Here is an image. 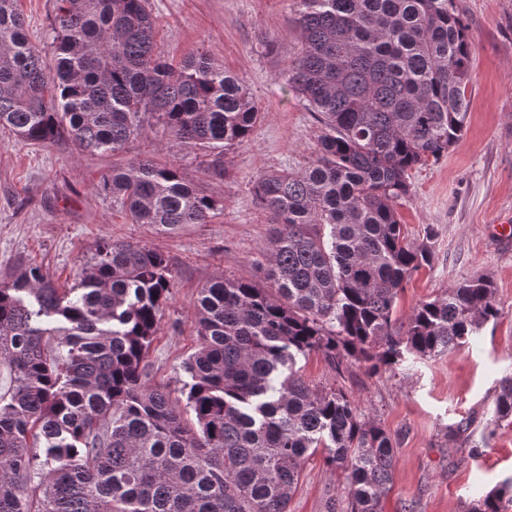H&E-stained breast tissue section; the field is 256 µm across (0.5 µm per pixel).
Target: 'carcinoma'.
<instances>
[{
    "mask_svg": "<svg viewBox=\"0 0 512 512\" xmlns=\"http://www.w3.org/2000/svg\"><path fill=\"white\" fill-rule=\"evenodd\" d=\"M301 49L278 75L323 132L306 168L260 176L272 224L261 288L215 278L198 295L197 350L182 398L145 381L171 269L160 252L102 241L62 288L34 264L0 283V512H288L305 461L345 475V512H382L390 434L297 359L376 372L445 354L498 319L493 282L473 276L395 316L407 279L434 260V228L407 239L397 202L409 172L462 136L473 44L453 0H296ZM148 0H58L53 70L17 0H0V127L117 154L154 115L172 140L208 149L249 137L258 104L210 57L179 69L155 49ZM100 190L133 223L175 232L216 201L176 168L137 157ZM192 413L195 422L185 415ZM512 417V376L486 426ZM512 480L466 512H508Z\"/></svg>",
    "mask_w": 512,
    "mask_h": 512,
    "instance_id": "1",
    "label": "carcinoma"
}]
</instances>
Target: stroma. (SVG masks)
Masks as SVG:
<instances>
[{
  "mask_svg": "<svg viewBox=\"0 0 512 512\" xmlns=\"http://www.w3.org/2000/svg\"><path fill=\"white\" fill-rule=\"evenodd\" d=\"M156 41L179 64L209 55L243 78L261 116L250 136L223 155L212 175L205 149L175 144L149 119L142 136L117 154L86 155L67 142L45 147L0 130V279L21 263L39 265L58 284L73 283L84 256L103 240L164 253L173 288L146 360L153 385L179 388L196 350L197 292L217 276L264 282L271 226L257 205L258 174L301 169L322 131L314 113L276 76L295 58V0H149ZM474 43L470 100L462 137L438 161L412 170L397 205L408 238L438 233L435 260L415 273L397 301L407 317L474 274L491 278L503 314L479 336L443 355L368 374L362 364L334 371L320 354L299 358L304 378L342 388L391 435L396 466L383 512H465L468 503L512 477V423L485 428L502 379L512 374V0H454ZM148 156L179 169L218 202L208 223L163 234L132 223L102 193L112 165ZM344 475L307 461L288 512H333Z\"/></svg>",
  "mask_w": 512,
  "mask_h": 512,
  "instance_id": "35a3bbf8",
  "label": "stroma"
}]
</instances>
